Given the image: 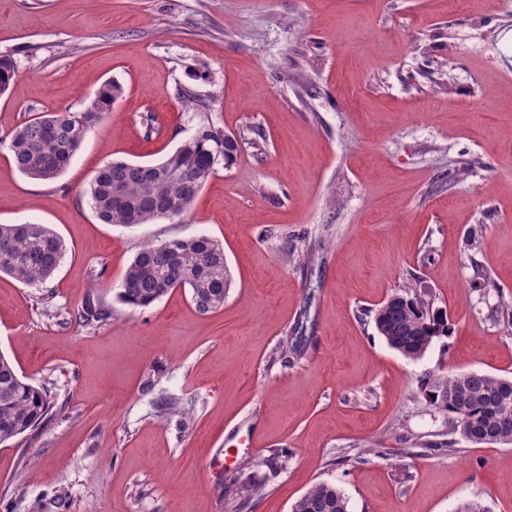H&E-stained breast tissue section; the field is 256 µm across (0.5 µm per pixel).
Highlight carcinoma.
<instances>
[{"label":"carcinoma","instance_id":"obj_1","mask_svg":"<svg viewBox=\"0 0 512 512\" xmlns=\"http://www.w3.org/2000/svg\"><path fill=\"white\" fill-rule=\"evenodd\" d=\"M16 65L0 57V95L9 89ZM124 95L121 84L108 80L93 97V112L42 114L18 125L10 134L9 150L24 176L52 181L71 164L88 131ZM240 152L232 134L202 124L173 152L149 164L115 160L103 166L87 190L95 217L103 224L137 226L158 220L160 207L179 219L193 205L218 166H231ZM67 252L64 241L44 224H0V274L25 284L44 283L58 270ZM232 276L223 244L206 235L177 237L144 246L126 268L118 297L132 308L148 307L176 287L190 289L191 301L202 313L224 306ZM110 313L88 304L79 319L103 322ZM374 324L387 345L411 360L423 357L433 342L450 332L447 311L435 309L426 298L397 292L374 310ZM306 327L298 325L280 342V357L300 356L306 346ZM425 405L442 416L445 431L429 448L457 452L460 441L472 445H512V432L497 422L512 415V379L480 371L429 373L418 387ZM51 410L46 388L23 379L0 354V444L37 427ZM292 512H349L342 490L329 483L309 489Z\"/></svg>","mask_w":512,"mask_h":512}]
</instances>
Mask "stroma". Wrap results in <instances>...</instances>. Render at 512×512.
<instances>
[{
	"label": "stroma",
	"mask_w": 512,
	"mask_h": 512,
	"mask_svg": "<svg viewBox=\"0 0 512 512\" xmlns=\"http://www.w3.org/2000/svg\"><path fill=\"white\" fill-rule=\"evenodd\" d=\"M3 54L0 224L67 253L39 285L0 275V353L60 408L0 444V512H233L231 484L255 490L243 512H291L320 482L349 512H512V445L427 448L444 423L416 396L429 372L512 377V0H0ZM109 79L125 94L70 167L23 176L11 131ZM201 123L241 152L184 218L96 219L100 167ZM200 234L232 273L221 309L120 302L146 243ZM407 288L453 328L418 361L373 321ZM90 299L111 318L79 321ZM297 326L291 336H285L280 342V357L286 359V362L291 361L290 358L294 359L300 356L306 346V327L302 323Z\"/></svg>",
	"instance_id": "35a3bbf8"
}]
</instances>
